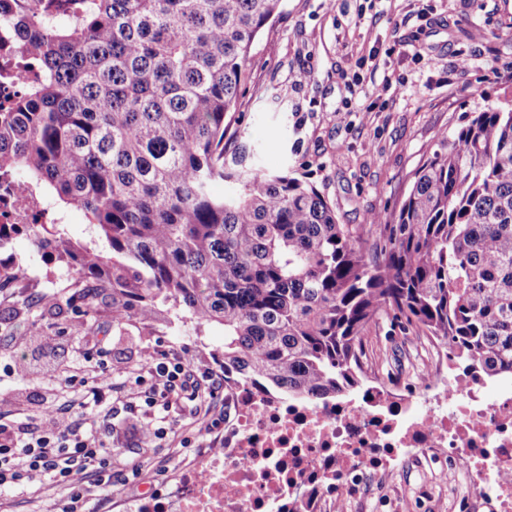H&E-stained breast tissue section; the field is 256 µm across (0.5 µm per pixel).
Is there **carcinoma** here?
<instances>
[{"label": "carcinoma", "instance_id": "1", "mask_svg": "<svg viewBox=\"0 0 512 512\" xmlns=\"http://www.w3.org/2000/svg\"><path fill=\"white\" fill-rule=\"evenodd\" d=\"M286 0H48L14 10L42 72L0 112V170L84 211L109 251L35 245L112 289V320L167 306L224 326V385L333 399L367 380L389 312L454 370L512 377V106L465 112L392 214L341 224L304 177L226 151L257 39ZM224 183V194L213 185ZM29 225L0 224V250ZM16 257L0 258V290Z\"/></svg>", "mask_w": 512, "mask_h": 512}]
</instances>
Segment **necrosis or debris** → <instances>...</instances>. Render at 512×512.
Here are the masks:
<instances>
[{
  "mask_svg": "<svg viewBox=\"0 0 512 512\" xmlns=\"http://www.w3.org/2000/svg\"><path fill=\"white\" fill-rule=\"evenodd\" d=\"M0 17V108L21 95L33 70L14 66ZM46 202L22 180L0 192V224H45ZM221 448L124 512H348L370 479L401 454L447 451L472 491L473 512H512V390L431 379L422 407L376 386L336 400L259 396L247 385L226 397Z\"/></svg>",
  "mask_w": 512,
  "mask_h": 512,
  "instance_id": "necrosis-or-debris-1",
  "label": "necrosis or debris"
}]
</instances>
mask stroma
Wrapping results in <instances>:
<instances>
[{
	"instance_id": "obj_1",
	"label": "stroma",
	"mask_w": 512,
	"mask_h": 512,
	"mask_svg": "<svg viewBox=\"0 0 512 512\" xmlns=\"http://www.w3.org/2000/svg\"><path fill=\"white\" fill-rule=\"evenodd\" d=\"M482 28L485 42L470 38ZM377 53L379 75L398 93L374 100L364 118L339 122L349 98L345 74ZM471 58L456 69L458 58ZM251 80L232 119L238 142L254 148L264 167L304 175L335 207L340 223L363 224L369 214H391L405 198L410 172L437 147L440 131L487 103H512V0H286L273 30L257 42ZM307 69L311 80L296 84ZM27 271L0 291V417L23 429L41 421L42 400L60 420L77 417L85 398L79 380L99 365L112 366V487L89 503L90 512H120L195 463L211 436L200 433L197 411L223 420V396L174 397L167 414L145 405L141 381L155 351L190 350L200 364L222 371L221 326L176 318L161 309L150 321L112 319V291L75 282L65 262L38 250L31 237L11 242ZM72 306H65L66 298ZM368 351V370L396 397L419 384L434 350L405 319L386 315ZM90 350V362H74ZM171 427L164 438L142 442L144 430ZM438 470L419 461L395 462L362 512H469L447 458ZM70 490L36 481L22 492L0 494V512H61Z\"/></svg>"
}]
</instances>
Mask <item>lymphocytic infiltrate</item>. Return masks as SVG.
Instances as JSON below:
<instances>
[{
  "label": "lymphocytic infiltrate",
  "mask_w": 512,
  "mask_h": 512,
  "mask_svg": "<svg viewBox=\"0 0 512 512\" xmlns=\"http://www.w3.org/2000/svg\"><path fill=\"white\" fill-rule=\"evenodd\" d=\"M151 383L146 402L168 408L176 390L208 383L218 389L222 378L210 368L195 367L190 352L156 363L149 371ZM44 422L33 432H19L0 422V493L25 487L38 477L69 486L70 496L62 512H86L90 490L84 484L87 471H95L101 489L112 485V450L106 438L112 432L109 417L90 427L57 420L51 402H44Z\"/></svg>",
  "instance_id": "1"
}]
</instances>
